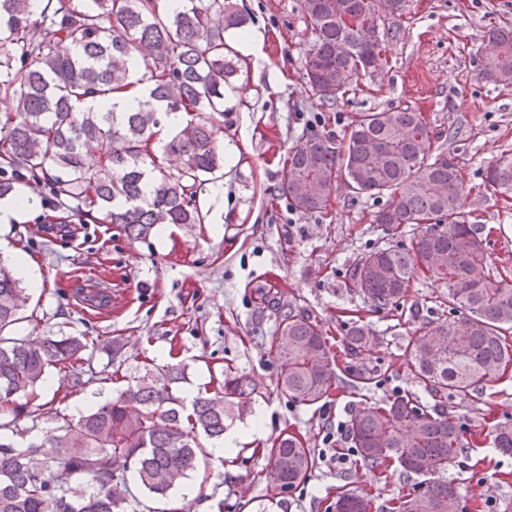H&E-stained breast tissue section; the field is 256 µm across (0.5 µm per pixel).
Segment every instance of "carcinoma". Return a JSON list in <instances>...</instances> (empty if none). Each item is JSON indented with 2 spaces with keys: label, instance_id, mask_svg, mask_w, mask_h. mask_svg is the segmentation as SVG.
I'll return each mask as SVG.
<instances>
[{
  "label": "carcinoma",
  "instance_id": "obj_1",
  "mask_svg": "<svg viewBox=\"0 0 512 512\" xmlns=\"http://www.w3.org/2000/svg\"><path fill=\"white\" fill-rule=\"evenodd\" d=\"M183 0L170 12L159 0H46L39 15L29 0H0V94L14 111L0 122V196L10 181L51 185L75 202L82 223L120 224L132 239L159 224H202L198 189L224 168L219 145L224 92L241 72V57L224 32L245 17L232 0ZM313 44L305 67L309 98L334 106L359 90L372 53L385 61L387 34L399 35L407 0H303ZM491 52L480 77L512 86V19L486 31ZM152 54L135 77L128 60L141 46ZM149 83L148 95L129 110L95 111L88 99ZM184 112L186 124L159 138L161 115ZM100 155L95 166L86 147ZM433 136L417 109L399 103L362 112L346 144L335 149L318 134L288 152L280 190L302 212L327 208L335 181L353 185L350 195H388L381 224L397 233L416 225L420 233L404 248L363 256L353 269L361 292L375 309L400 305L418 273L448 289V308L463 316L428 326L410 338L406 364L436 397L431 406L403 396L369 404L350 419L349 440L360 463L429 476L413 495L398 499L395 512H457L458 492L448 464L469 447L448 412V399L467 403L512 366V285L492 266L469 223L462 199L469 187L455 158L440 152L427 161ZM181 166L170 173L165 160ZM485 187L512 194V158L491 167ZM28 300L18 279L0 263V512H138L134 491L164 500L200 465V436L224 440L226 421L248 413L252 380L231 366L213 390L186 401L172 385L185 367L150 368L127 381L111 400L78 423L56 411L50 418L29 409L48 369L66 370L70 393L83 390V336H48L39 344L10 334ZM274 345L280 360L279 392L305 405L330 393L337 363L320 323L288 304ZM379 341L354 324L344 337V356L354 384L371 372L358 362ZM37 431L40 436L28 441ZM501 451L512 452V423L490 431ZM265 479L287 493L314 464L311 450L283 432L264 449ZM336 512H371L368 493L341 492Z\"/></svg>",
  "mask_w": 512,
  "mask_h": 512
}]
</instances>
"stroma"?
Wrapping results in <instances>:
<instances>
[{"instance_id": "35a3bbf8", "label": "stroma", "mask_w": 512, "mask_h": 512, "mask_svg": "<svg viewBox=\"0 0 512 512\" xmlns=\"http://www.w3.org/2000/svg\"><path fill=\"white\" fill-rule=\"evenodd\" d=\"M260 39L249 56L252 97L224 112V175L197 197L201 224L159 225L143 239L120 225L71 222L47 185L22 180L14 194L33 197L20 221L0 223V246L33 261L43 286L12 333L30 340L80 335L94 378L68 396L63 386L40 388L39 403L66 414L88 412L116 395L122 376L142 372L144 361L182 364L178 395L191 397L215 386L225 366L248 374L253 410L265 413L264 434L209 468L192 472L172 494L186 512H208L223 500L224 512H329L337 488L370 490L373 512H390L397 497L414 493L422 476L392 466L377 474L356 456L336 458L324 438L361 406L396 395L424 405L434 399L406 368V345L415 330L448 318L432 307L441 283L417 277L403 305L376 310L352 278L358 260L378 247L407 246L415 229L389 234L374 216L386 198H351L337 183L328 208L301 212L279 189V172L301 137L319 134L341 143L360 112L410 103L426 117L436 147L457 160L467 184L484 182L488 166L512 155V88L480 79L488 49L485 28L512 19V0H410L408 20L387 45V61L360 91L328 108L309 99L303 78L311 48V24L303 0H234ZM465 208L488 230L494 265L512 267V198L469 195ZM108 293L107 308L91 307L87 295ZM311 313L334 348L352 322L378 336L377 352L364 366L374 382L343 388L313 406L277 390L279 361L273 340L289 304ZM123 349L113 353V337ZM464 432L512 421V369L488 386L481 401L449 402ZM305 439L315 455L307 479L279 494L264 478L262 448L283 431ZM459 487V512H512V453L491 441L464 449L448 468Z\"/></svg>"}]
</instances>
